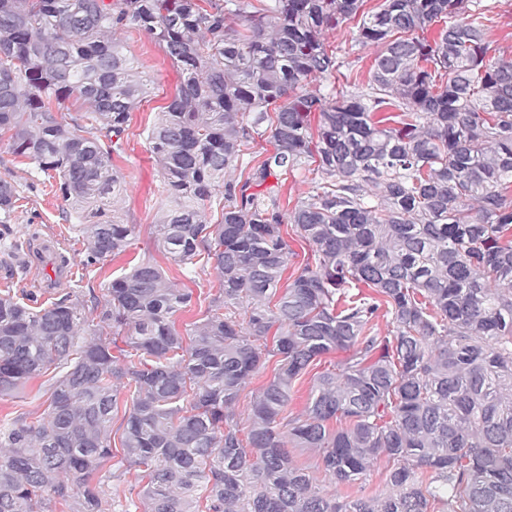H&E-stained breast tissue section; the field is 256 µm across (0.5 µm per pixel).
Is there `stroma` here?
I'll use <instances>...</instances> for the list:
<instances>
[{
  "instance_id": "obj_1",
  "label": "stroma",
  "mask_w": 512,
  "mask_h": 512,
  "mask_svg": "<svg viewBox=\"0 0 512 512\" xmlns=\"http://www.w3.org/2000/svg\"><path fill=\"white\" fill-rule=\"evenodd\" d=\"M121 42L127 55L153 82L150 96L132 114L125 152L115 161L126 176V189L118 207L125 221L135 227L132 244L124 253L93 265L84 264L82 235L74 212L54 195L50 186L40 183L30 160L14 156L8 140L0 141V179L10 181L19 194L12 235L22 241L21 247L15 249L0 237V291L24 293L42 303L66 292L77 294L87 318L82 330L86 336L92 335L97 322L91 297H104L112 278L142 260L151 258L162 264L176 283L191 288L197 295L208 296L218 284L214 268L197 273L181 270L166 262L157 247L153 225L162 202L157 192L162 173L149 151L146 130L155 121L157 108L171 101L179 77L159 44L147 33L129 31L122 35ZM51 382V377L44 375L0 396V426L19 415L25 416L30 424L45 417ZM291 455L295 464L313 467L323 493L354 498L391 490L386 481L385 462H378L366 479L347 487L332 483L322 470L316 469L312 452L295 448Z\"/></svg>"
}]
</instances>
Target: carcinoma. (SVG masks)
Listing matches in <instances>:
<instances>
[{"instance_id": "1", "label": "carcinoma", "mask_w": 512, "mask_h": 512, "mask_svg": "<svg viewBox=\"0 0 512 512\" xmlns=\"http://www.w3.org/2000/svg\"><path fill=\"white\" fill-rule=\"evenodd\" d=\"M364 3L0 0V136L77 214L88 263L135 230L108 200L150 78L114 34L163 47L180 83L147 131L169 199L157 247L219 272L187 345L174 316L193 291L151 259L112 279L91 336L69 294H0V394L61 372L46 417L0 427V512H106L120 476L90 477L112 458L122 395L142 512H512V54L487 0ZM350 21L376 48L364 83L359 56L325 45ZM298 172L311 190L285 213ZM17 201L0 179V224ZM290 236L308 252L281 290ZM348 350L288 415L308 367ZM292 448L348 486L385 457L393 492L328 496ZM311 177L308 173L288 176L280 192V205L284 211L291 210L299 198L307 195L311 186L309 184Z\"/></svg>"}]
</instances>
